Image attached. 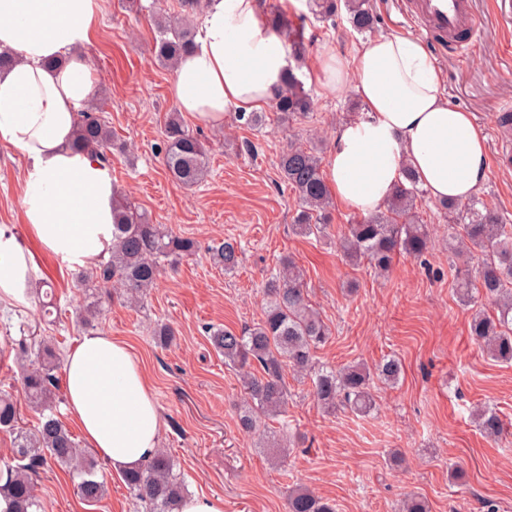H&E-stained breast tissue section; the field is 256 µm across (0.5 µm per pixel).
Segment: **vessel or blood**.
<instances>
[{
  "mask_svg": "<svg viewBox=\"0 0 512 512\" xmlns=\"http://www.w3.org/2000/svg\"><path fill=\"white\" fill-rule=\"evenodd\" d=\"M405 12L427 34L444 38L450 52L467 55L475 46L484 21L498 20V12L476 15L470 0H406Z\"/></svg>",
  "mask_w": 512,
  "mask_h": 512,
  "instance_id": "1",
  "label": "vessel or blood"
}]
</instances>
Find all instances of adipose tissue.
<instances>
[{
	"label": "adipose tissue",
	"mask_w": 512,
	"mask_h": 512,
	"mask_svg": "<svg viewBox=\"0 0 512 512\" xmlns=\"http://www.w3.org/2000/svg\"><path fill=\"white\" fill-rule=\"evenodd\" d=\"M101 0H0V142L30 161L23 209L34 249L89 264L112 243V175L73 149L79 109L95 98L80 46L97 28ZM297 66L259 0H202L194 43L176 64L171 94L180 112L222 126L229 111L267 105ZM332 95L355 86L366 106L340 125L324 174L338 201L369 213L411 170L440 201L471 199L488 176V139L472 113L452 107L441 74L412 33L381 36L347 57L324 47L312 71ZM34 250L0 226V302L25 301ZM65 395L87 447L114 471L140 467L162 430L155 393L130 346L84 333L64 358Z\"/></svg>",
	"instance_id": "adipose-tissue-1"
}]
</instances>
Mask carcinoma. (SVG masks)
I'll list each match as a JSON object with an SVG mask.
<instances>
[{"mask_svg":"<svg viewBox=\"0 0 512 512\" xmlns=\"http://www.w3.org/2000/svg\"><path fill=\"white\" fill-rule=\"evenodd\" d=\"M199 0H180L183 14L155 19L157 37L153 44L156 59L174 65L193 43L189 18ZM349 23L359 32L374 28L376 18L369 0H345ZM315 101L296 73H288L285 85L272 100L274 112L285 124L309 117ZM113 146L112 130L99 115L97 103L80 110L73 147L88 150L101 160ZM164 160L173 181L185 188L196 186L207 173V150L202 141L180 118L172 114L164 128ZM283 182L301 204L295 230L304 235H326L331 227V193L316 146L289 143L280 156ZM419 198L417 180L409 172L386 202V209L362 216L348 225L341 239L344 255L354 264L363 260L375 270L390 269L395 255L422 257L428 250L429 235L424 224L407 222ZM448 244L453 254L477 265L478 281L458 284L460 294L471 300L477 292L496 307L491 316L479 309L470 322V333L485 344L491 357L512 362V219L493 207L471 204L460 224L448 225ZM240 244L228 238L209 251L214 265L229 273L239 264ZM195 242L161 224L151 223L144 213L126 199L113 200L112 246L109 259L90 273L80 276L81 288L103 289L112 299L130 305L144 302L146 292L156 283L162 264L189 256ZM267 298L262 319L237 334L221 326L209 328L208 338L224 364L236 370L243 382L246 403L240 425L246 431L259 427L261 417L282 416L288 404L285 373L293 371L311 380L312 394L327 412L343 407L366 415L375 406L370 381L377 378L395 382L400 364L385 359L374 369L361 364L336 370L315 361V352L329 336L328 326L310 309L305 298V282L295 262L281 259L279 271L264 285ZM38 348L40 363L26 369L22 382L29 407L38 414L35 433L18 426V412L10 395L0 391V429L13 433L10 457L0 465V498L5 512H42L34 490V476L45 467L58 466L77 478L76 488L83 501L92 505L106 493L98 476L96 458L80 448L72 432L55 414L57 356L55 351L35 340L18 342L20 357L29 348ZM483 431L498 437L503 423L489 410L480 411ZM176 463L164 450H157L147 466L122 474L128 489L146 512H178L188 494ZM288 512H336V504L305 488H297L288 498Z\"/></svg>","mask_w":512,"mask_h":512,"instance_id":"cac0c4a2","label":"carcinoma"}]
</instances>
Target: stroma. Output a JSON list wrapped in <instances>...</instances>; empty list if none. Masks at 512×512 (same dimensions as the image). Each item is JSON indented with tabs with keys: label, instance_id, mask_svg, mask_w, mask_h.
Segmentation results:
<instances>
[{
	"label": "stroma",
	"instance_id": "35a3bbf8",
	"mask_svg": "<svg viewBox=\"0 0 512 512\" xmlns=\"http://www.w3.org/2000/svg\"><path fill=\"white\" fill-rule=\"evenodd\" d=\"M371 3L377 21L368 35L353 31L343 8L327 19L306 6L289 13V22L303 26L312 40L305 66L314 65L327 45L343 56L367 37L411 31L403 0ZM142 4L136 13L124 0H103L93 41L82 49L117 144L108 168L115 189L152 223L193 239L198 250L162 270L143 307L102 299L97 328L129 343L140 358L163 420L160 445L175 459L189 493L223 497L224 512H287L288 492L296 487L333 500L336 512H399L414 494L426 499L430 512H486L490 506L512 512V435L486 436L475 415L485 406L512 424V362L493 359L470 334L473 309L460 301L456 287L476 269L449 251L447 211L430 195L419 198L418 220L427 225L432 248L422 262L396 256L384 276L343 255L340 238L358 217L353 209L336 205L326 236L295 232L299 201L280 178L279 156L289 141L313 137L329 150L337 127L361 114L351 88L338 97L314 89L311 117L287 125L273 111L259 128L241 124L231 111L220 127L183 117L207 149L209 174L191 189L176 184L159 150L166 119L177 110L173 71L152 55V16L177 14L180 5ZM423 43L441 71L449 104L472 112L489 143H496L497 107L512 99V22L486 24L464 59L432 38ZM27 164L19 150L0 143V225L21 239ZM478 196L512 217V165L490 164ZM227 238L242 245L240 264L230 273L214 267L207 252ZM284 256L302 270L309 303L331 330L316 353L319 364L372 368L393 355L401 374L393 385L374 382L376 408L365 416L325 412L310 380L289 379V431L302 440L288 446L281 463L262 441L278 434L277 419H264L256 434L240 429L244 390L206 329L221 325L238 332L259 322L262 284ZM82 270L36 252L30 282L35 289L52 284L54 322L43 321L36 294L0 312V390L12 394L26 431L36 429L37 416L10 341L19 338L21 325L36 324L57 355H65L85 330L76 320L89 301L76 285ZM161 322L175 331L170 344H159L153 334ZM100 469L107 492L92 506L78 496L68 471L41 470L35 486L45 512H142L120 474L105 463Z\"/></svg>",
	"mask_w": 512,
	"mask_h": 512
}]
</instances>
